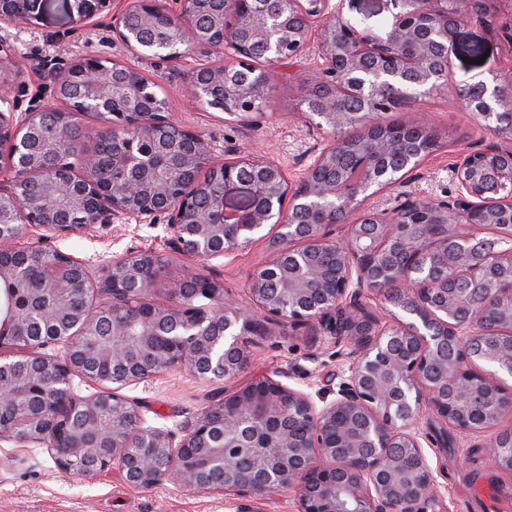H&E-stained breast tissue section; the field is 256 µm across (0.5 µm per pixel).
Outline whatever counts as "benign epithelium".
<instances>
[{
    "mask_svg": "<svg viewBox=\"0 0 512 512\" xmlns=\"http://www.w3.org/2000/svg\"><path fill=\"white\" fill-rule=\"evenodd\" d=\"M45 0H0V441L46 447L58 468L90 476L115 467L138 487L185 489L261 500L299 493L298 512H423L435 479L423 451L425 414L465 434L512 416V249L492 251L472 232L492 227L512 239V79L467 83L464 104L496 140L454 164L455 198H407L391 210L364 206L418 169L427 155L396 154L423 121L378 136V119L406 105L409 90L448 77L457 29L477 23L512 45V18L497 0H400L380 30L344 15L346 0H136L112 27V41L171 69L198 49L231 48L220 65L188 74L201 106L242 126L264 111L272 69L314 41L320 76L304 97L306 118L327 141L297 183L276 163L227 152L213 160L191 129L172 122L158 83L116 60L67 66L37 61L60 105L21 111L11 89L21 77L8 29L39 19ZM88 21L112 0H73ZM79 115L112 130V167L98 176L94 151L68 152ZM361 125L355 168L321 173L346 151L343 132ZM135 182L138 193L127 191ZM82 212L81 223L67 215ZM163 224V246L197 261L246 247L266 224L279 228L271 259L249 290L265 316L347 341L336 398L316 403L302 389L258 376L214 401L180 432L147 426L122 390L171 370L229 379L250 364L247 336L259 324L209 276L188 270L172 301L144 295L159 281L155 248L116 255L94 274L85 260L53 246L59 238L119 220ZM346 229L332 237L331 227ZM39 269L30 301L15 304L14 283ZM395 284L415 322L376 330L361 297L388 300ZM203 298L207 306L195 304ZM63 347V355L39 350ZM76 376L96 390L74 392ZM276 437L277 450L259 447ZM492 437L493 466L512 472Z\"/></svg>",
    "mask_w": 512,
    "mask_h": 512,
    "instance_id": "benign-epithelium-1",
    "label": "benign epithelium"
}]
</instances>
